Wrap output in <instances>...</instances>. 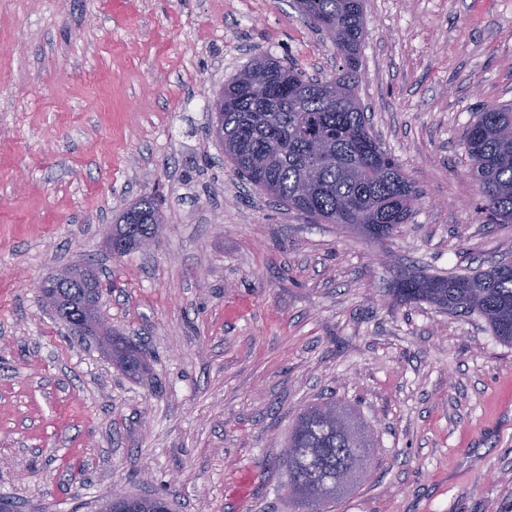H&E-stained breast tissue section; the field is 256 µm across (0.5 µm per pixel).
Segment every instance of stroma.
Listing matches in <instances>:
<instances>
[{
  "label": "stroma",
  "mask_w": 512,
  "mask_h": 512,
  "mask_svg": "<svg viewBox=\"0 0 512 512\" xmlns=\"http://www.w3.org/2000/svg\"><path fill=\"white\" fill-rule=\"evenodd\" d=\"M358 92L420 189L394 238L320 224L246 183L209 108L255 52L341 61L290 0H0V504L99 512L113 487L172 512H297L278 468L308 405L349 406L373 479L331 512H512V346L479 316L397 302V271L512 259L482 223L464 135L512 103V0H365ZM162 201L151 247L105 231ZM89 264L124 373L46 307ZM252 489L228 495L242 472ZM117 329H112L111 342L108 346L113 357L119 360L124 368L131 374H135L138 370L145 372L142 359L137 351L130 349L124 345L125 341Z\"/></svg>",
  "instance_id": "35a3bbf8"
}]
</instances>
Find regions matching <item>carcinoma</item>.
Here are the masks:
<instances>
[{
	"mask_svg": "<svg viewBox=\"0 0 512 512\" xmlns=\"http://www.w3.org/2000/svg\"><path fill=\"white\" fill-rule=\"evenodd\" d=\"M315 28L324 29L343 59L341 73L324 84L293 66L264 57L241 70L220 93L221 132L216 140L235 172L288 207L329 224L387 239L414 214L421 194L395 157L370 131L357 87L365 35L364 0H295ZM465 149L488 224H512V106L477 113ZM161 214L150 199L126 210L116 224L122 253L155 240ZM96 274L71 288H56L57 310L81 335L86 295ZM391 291L404 304L428 303L457 315L478 314L500 342L512 345V265L493 263L463 274L428 275L400 271ZM112 355L134 374L144 369L137 351L112 330ZM321 404L300 412L279 459L288 480L317 486L355 459L346 435L320 413ZM336 496L312 505L298 499L299 512H329Z\"/></svg>",
	"mask_w": 512,
	"mask_h": 512,
	"instance_id": "carcinoma-1",
	"label": "carcinoma"
}]
</instances>
